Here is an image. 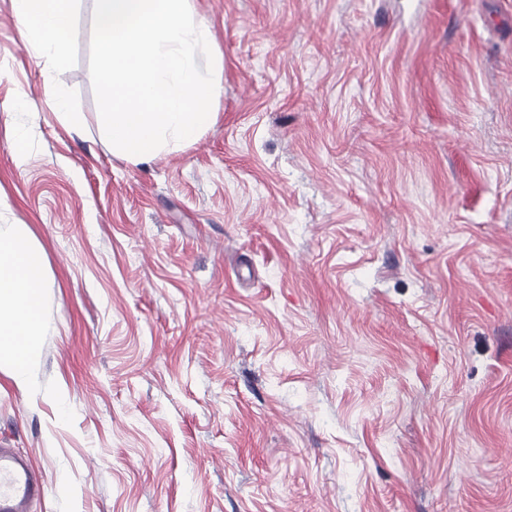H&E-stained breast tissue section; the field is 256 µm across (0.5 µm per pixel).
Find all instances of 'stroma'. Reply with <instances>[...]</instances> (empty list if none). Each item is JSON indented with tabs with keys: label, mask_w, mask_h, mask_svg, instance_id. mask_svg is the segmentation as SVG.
Instances as JSON below:
<instances>
[{
	"label": "stroma",
	"mask_w": 512,
	"mask_h": 512,
	"mask_svg": "<svg viewBox=\"0 0 512 512\" xmlns=\"http://www.w3.org/2000/svg\"><path fill=\"white\" fill-rule=\"evenodd\" d=\"M217 118L135 165L0 0V224L51 286L31 512H512V0H194ZM62 92L82 117L66 127Z\"/></svg>",
	"instance_id": "stroma-1"
}]
</instances>
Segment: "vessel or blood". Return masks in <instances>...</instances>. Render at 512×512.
Instances as JSON below:
<instances>
[{
  "instance_id": "obj_1",
  "label": "vessel or blood",
  "mask_w": 512,
  "mask_h": 512,
  "mask_svg": "<svg viewBox=\"0 0 512 512\" xmlns=\"http://www.w3.org/2000/svg\"><path fill=\"white\" fill-rule=\"evenodd\" d=\"M46 485L28 456L0 443V512H30Z\"/></svg>"
}]
</instances>
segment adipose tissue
Here are the masks:
<instances>
[{
	"label": "adipose tissue",
	"instance_id": "1",
	"mask_svg": "<svg viewBox=\"0 0 512 512\" xmlns=\"http://www.w3.org/2000/svg\"><path fill=\"white\" fill-rule=\"evenodd\" d=\"M26 47L51 65L67 59L74 37L75 0H14ZM49 286L41 250L25 224L0 225V363L8 362L18 386L36 363L45 328Z\"/></svg>",
	"mask_w": 512,
	"mask_h": 512
}]
</instances>
